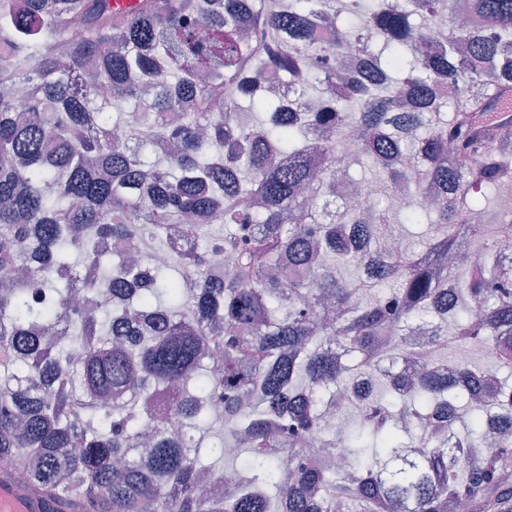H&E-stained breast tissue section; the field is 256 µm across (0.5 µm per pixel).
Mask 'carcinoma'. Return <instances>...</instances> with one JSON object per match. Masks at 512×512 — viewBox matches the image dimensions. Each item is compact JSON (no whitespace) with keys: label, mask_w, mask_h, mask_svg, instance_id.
I'll return each instance as SVG.
<instances>
[{"label":"carcinoma","mask_w":512,"mask_h":512,"mask_svg":"<svg viewBox=\"0 0 512 512\" xmlns=\"http://www.w3.org/2000/svg\"><path fill=\"white\" fill-rule=\"evenodd\" d=\"M112 2L0 0V476L51 512H512L488 371L433 370L479 340L512 362V121L482 120L512 0L471 25L453 0ZM348 152L379 167L364 211L336 203ZM430 215L424 250L385 245ZM467 239L477 270L446 262Z\"/></svg>","instance_id":"carcinoma-1"}]
</instances>
